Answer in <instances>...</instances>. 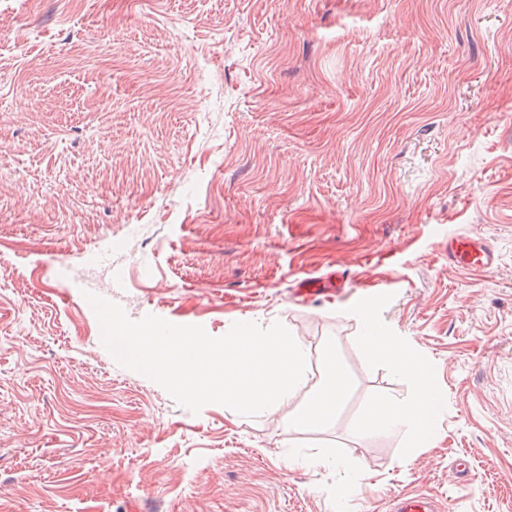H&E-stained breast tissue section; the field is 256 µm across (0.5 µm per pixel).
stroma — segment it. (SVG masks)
Returning a JSON list of instances; mask_svg holds the SVG:
<instances>
[{
	"label": "stroma",
	"mask_w": 512,
	"mask_h": 512,
	"mask_svg": "<svg viewBox=\"0 0 512 512\" xmlns=\"http://www.w3.org/2000/svg\"><path fill=\"white\" fill-rule=\"evenodd\" d=\"M485 239L492 272L456 267ZM334 290L298 294L305 278ZM93 292L334 350L336 422L192 413L104 347ZM435 447L362 429L408 379ZM332 454L347 471L289 467ZM512 512V0H0V512ZM448 256L460 268H475L491 272L494 253L481 239L470 236H457L448 242ZM360 342L374 363L384 362L390 370L413 382V393L404 402L378 399L366 409L362 427L388 433L403 432L411 448H431L437 441L435 419L443 406L429 364L399 336H393L381 327L373 314L363 318ZM439 509L436 495L429 492L402 495L394 500V512H440Z\"/></svg>",
	"instance_id": "1"
}]
</instances>
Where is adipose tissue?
Returning <instances> with one entry per match:
<instances>
[{
    "mask_svg": "<svg viewBox=\"0 0 512 512\" xmlns=\"http://www.w3.org/2000/svg\"><path fill=\"white\" fill-rule=\"evenodd\" d=\"M360 342L371 361L385 363L394 374L409 377L413 382V393L407 401H372L366 409L363 428L401 432L407 435L412 447H433L438 438L434 423L443 406V398L434 383L429 364L402 338L381 327L370 313L363 318ZM350 390V378L335 352H326L323 377L308 398L294 410L288 422L289 431L334 423Z\"/></svg>",
    "mask_w": 512,
    "mask_h": 512,
    "instance_id": "obj_1",
    "label": "adipose tissue"
}]
</instances>
